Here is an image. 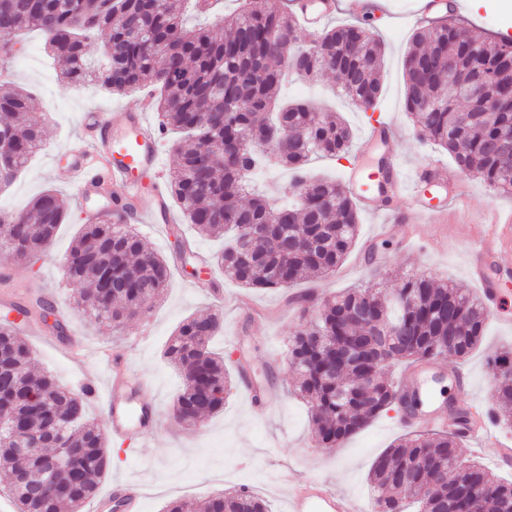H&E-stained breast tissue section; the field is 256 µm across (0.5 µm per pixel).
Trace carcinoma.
Listing matches in <instances>:
<instances>
[{
	"label": "carcinoma",
	"mask_w": 512,
	"mask_h": 512,
	"mask_svg": "<svg viewBox=\"0 0 512 512\" xmlns=\"http://www.w3.org/2000/svg\"><path fill=\"white\" fill-rule=\"evenodd\" d=\"M183 0H0V47L11 49L26 28L41 31L65 81L92 78L113 94L149 87L157 92L161 128L183 133L170 148L177 177L170 194L187 223L203 236L231 234L214 262L246 288H287L306 277L332 274L350 253L360 221L351 191L335 179L308 171L311 156L341 159L352 132L334 112L306 102L280 105L288 72L315 80L336 78L339 91L367 111L382 91L383 49L358 24L324 28L309 42L281 0H241L224 34L189 28ZM101 39L110 60H92L87 44ZM451 69L466 76L488 74L494 111L462 105L464 94L435 82ZM406 109L418 135L441 147L460 170L491 190L512 194V161L489 144L512 132V38L464 32L457 21L425 26L413 34L404 61ZM430 97L436 107H422ZM45 120L22 89L0 91V141L14 147L15 171L43 143ZM242 148L224 160V141ZM270 160L294 172L288 200L273 204L252 192L249 177ZM68 218L59 194L42 191L29 209L0 214V252L18 261L44 255ZM67 278L84 286L88 317L118 331L149 311L170 279L167 260L147 249L128 224L97 214L76 237L66 257ZM42 320L55 310L35 299L22 310ZM10 311L0 315V391L25 420L29 439L75 456L74 468L49 473L42 450L0 430V475L19 512H83L111 464L106 432L86 420L88 393H75L50 375L31 369L32 351L17 333ZM489 320L481 299L426 276H411L397 292L347 288L323 301L313 321L288 339V362L296 391L307 401L316 441L334 448L381 413L399 407L394 382L384 375L396 362L447 356L461 359L480 344ZM222 328L217 314L187 317L164 355L185 371L173 419L197 426L224 407L232 380L224 359L210 350ZM336 365V375L326 368ZM494 420L512 426V355L494 361ZM30 392L43 404L26 403ZM464 433L437 430L403 438L373 464V512H504L512 481L458 453ZM476 486L462 490L461 472ZM199 512H268L266 501L246 487L210 496Z\"/></svg>",
	"instance_id": "carcinoma-1"
}]
</instances>
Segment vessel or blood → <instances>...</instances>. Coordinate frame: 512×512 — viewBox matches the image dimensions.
I'll list each match as a JSON object with an SVG mask.
<instances>
[{"mask_svg": "<svg viewBox=\"0 0 512 512\" xmlns=\"http://www.w3.org/2000/svg\"><path fill=\"white\" fill-rule=\"evenodd\" d=\"M291 13L304 30L319 31L326 22L343 11L353 17L366 14L387 15L385 0H288ZM464 0H414L412 16L416 24L438 20L447 13H461ZM151 96H143L138 107L111 110L90 109L81 115L82 129L93 132L92 146L72 151L69 180L76 200H84L112 188L128 203L150 195L151 207L139 213L138 223L165 224L169 221L170 198L167 188L146 187L139 173L159 167L161 136L146 122ZM395 134L390 116H379L369 123L359 147L361 158L346 176V184L356 201L367 211L379 215L384 211V197H399L408 204L406 216L419 222L443 223L449 201L460 199L462 183L449 176L447 167L425 162L407 168L401 155L389 150ZM512 249V223L497 224L493 239L478 243L470 256L472 277L481 286V295L492 317H499L504 297L489 268L501 250ZM100 361L105 367L102 379H89L84 388L101 394L108 415V430L113 438L132 436L149 438L157 428L156 407L144 394V384L124 374L113 364L111 350H104ZM443 380L458 391L469 388L467 376L439 361H427L404 374L400 393L416 401L419 409L408 415L407 423H446L457 425L458 415L439 402L430 383ZM140 498V484L121 478L94 504V512H130ZM287 512H357L353 499L336 492L325 482L310 480L288 489Z\"/></svg>", "mask_w": 512, "mask_h": 512, "instance_id": "vessel-or-blood-1", "label": "vessel or blood"}]
</instances>
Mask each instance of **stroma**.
I'll list each match as a JSON object with an SVG mask.
<instances>
[{"instance_id":"stroma-1","label":"stroma","mask_w":512,"mask_h":512,"mask_svg":"<svg viewBox=\"0 0 512 512\" xmlns=\"http://www.w3.org/2000/svg\"><path fill=\"white\" fill-rule=\"evenodd\" d=\"M388 4L391 19L376 16L368 23L384 48L383 90L375 109L392 117L396 135L390 146L407 165L431 160L447 165L449 174H456L447 153L416 136L404 108V59L415 29L410 17L412 0H388ZM463 21L468 31L492 36L511 32L512 0H484L479 9H468ZM24 38L20 52L12 60L0 62V84L31 92L46 124L41 149L13 184L0 191V208L24 210L41 191L52 188L64 200L69 219L59 228L47 255L26 263L0 255V293L13 292L31 300L39 297L43 288L53 289L56 307L73 322L75 338L86 351L85 359H73L68 351L32 336L28 342L35 369L51 372L61 385L73 389L79 380L97 373L96 350L109 348L126 356L132 372L143 379L147 397L157 407L155 439L142 445L140 456L118 453L99 485L100 491H107L115 478L129 477L138 480L144 490L140 512H163L173 500L184 503V512H194L196 502L245 484L268 502L271 512H285L286 484L318 477L336 491L353 496L361 506H371L368 474L376 459L410 427L402 423L400 412L392 410L338 447L317 446L307 408L292 393L294 374L286 348L290 334L309 323L310 318L299 306L289 303L288 297L311 293L325 299L364 282L393 291L401 287L404 277L422 274L447 278L458 287L476 292L468 271L470 252L474 242L488 233L493 211L512 210V195L493 193L468 175L464 178L465 198L448 206L452 212L464 209L466 223L451 220L443 227L409 223L404 219L406 205L402 202L380 216L361 213L355 243L335 274L307 278L284 291L245 288L218 270L213 278L224 292L220 302L194 288L193 277L185 273L176 255L173 236L163 234L156 224L138 225L149 247L170 262L172 276L150 312L116 335L109 327L90 326L77 310L78 287L67 279L63 267L87 212L103 204L102 199L93 197L87 207L77 205L66 178V148L80 135V114L85 108H133L140 97L135 91L112 95L93 85L63 87L57 80L56 65L45 52L46 37L29 31ZM335 85L331 76L317 81L297 79L288 83L282 95L311 102L320 109L336 110L351 127L354 138H361L366 114L344 97L333 96ZM382 224H394L400 232L415 234L418 249L403 252L396 242L380 241L376 248L382 263L370 267L360 264L366 241ZM499 261L505 271L499 282L511 307L504 310L503 321L488 322L482 343L470 357L461 362L448 359V366H461L471 376L469 392L452 395L456 404L493 405L496 381L490 364L503 351L512 350V251L503 253ZM214 310L223 314V331L213 339L214 350L223 354L229 372H236L239 364H249L255 382L267 388L270 406L258 410L238 386L223 410L210 417L205 427H188L171 417L183 378L180 370L166 361L163 351L183 319Z\"/></svg>"}]
</instances>
